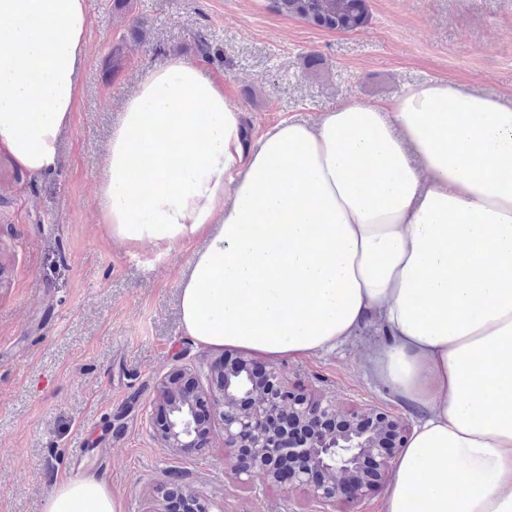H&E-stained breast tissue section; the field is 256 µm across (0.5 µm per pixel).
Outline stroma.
Returning <instances> with one entry per match:
<instances>
[{
    "label": "stroma",
    "mask_w": 512,
    "mask_h": 512,
    "mask_svg": "<svg viewBox=\"0 0 512 512\" xmlns=\"http://www.w3.org/2000/svg\"><path fill=\"white\" fill-rule=\"evenodd\" d=\"M359 30L337 33L279 14L272 0H88L81 96L60 161L34 177L0 153V512H43L69 477L103 481L122 512H163L174 487L210 512H315L302 488H250L224 468V429L209 418L201 447H164L153 429L158 385L176 370L208 384L220 352L182 327L177 283L190 248L160 252L112 238L97 185L126 97L174 54L199 59L242 107L253 133L283 118L316 119L347 101L387 102L442 79L512 98V0H367ZM145 38L129 39L133 19ZM206 40L211 54L199 57ZM126 41L127 62L106 59ZM366 319L354 341L279 363L286 380L350 409L376 406L409 425L423 417L391 392L373 360L385 344Z\"/></svg>",
    "instance_id": "stroma-1"
}]
</instances>
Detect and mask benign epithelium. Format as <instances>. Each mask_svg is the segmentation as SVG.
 <instances>
[{"instance_id":"7a95c632","label":"benign epithelium","mask_w":512,"mask_h":512,"mask_svg":"<svg viewBox=\"0 0 512 512\" xmlns=\"http://www.w3.org/2000/svg\"><path fill=\"white\" fill-rule=\"evenodd\" d=\"M254 363L241 352L224 351L211 370L206 391L182 372L165 377L158 400L164 418L157 427L164 447L195 449L201 431L198 407L204 403L224 428V465L247 476L246 482L257 479L283 491L303 487L319 512H329L338 501L355 503L372 496L406 447L410 429L404 419L375 406L345 413L330 397L289 388L275 364H262L264 373L258 376ZM278 412L295 423L340 419L344 426L316 428L304 445L295 447L287 443V434L277 436L268 430V419ZM367 459L373 463L371 475L361 472Z\"/></svg>"}]
</instances>
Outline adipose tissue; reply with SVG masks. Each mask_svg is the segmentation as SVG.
<instances>
[{
    "instance_id": "adipose-tissue-1",
    "label": "adipose tissue",
    "mask_w": 512,
    "mask_h": 512,
    "mask_svg": "<svg viewBox=\"0 0 512 512\" xmlns=\"http://www.w3.org/2000/svg\"><path fill=\"white\" fill-rule=\"evenodd\" d=\"M87 38L86 0H0V152L32 176L58 166ZM99 197L128 246L200 241L179 285L198 345L277 362L385 326L376 372L425 417L380 512H512V99L430 79L252 143L175 56L126 99ZM44 512L120 504L69 479Z\"/></svg>"
}]
</instances>
